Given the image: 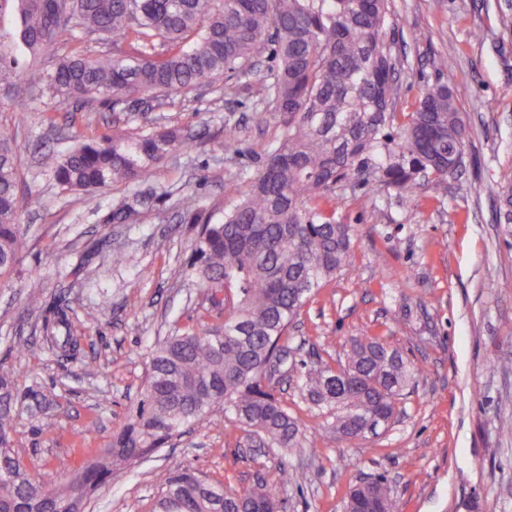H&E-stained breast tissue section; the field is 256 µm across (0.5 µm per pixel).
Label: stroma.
<instances>
[{
    "label": "stroma",
    "mask_w": 512,
    "mask_h": 512,
    "mask_svg": "<svg viewBox=\"0 0 512 512\" xmlns=\"http://www.w3.org/2000/svg\"><path fill=\"white\" fill-rule=\"evenodd\" d=\"M512 0H390L388 37L408 66L397 109L410 112L420 88L444 81L475 130L465 167L447 183L423 180L408 197L349 186L336 201L337 221L353 225L350 256L288 331V360L274 394L305 426L309 449L260 445L223 409L186 429L151 457L113 476L87 497L85 512H153L170 469L183 465L210 482L240 489L274 484L284 512H342L350 485L385 477L401 512H512V234L497 222L496 192L512 178V28L500 24ZM484 41L471 37L473 29ZM457 52L439 55L448 44ZM55 112L54 125L41 119ZM241 130L240 153L217 152L225 122ZM176 130L189 142L135 182H116L96 201L63 190L46 155L65 138L108 127L134 133ZM0 129L16 145L18 172L30 197L20 225L26 249L0 278V375L19 386L52 387L57 405L43 428L19 415L14 453L41 482L56 481L60 458L102 448L125 422L148 373L150 346L176 331L223 324L193 263L199 225L182 223L178 202L194 192L220 214L232 200L226 182L247 190L277 116L256 120L249 91L175 96L161 112L95 104L79 112L42 96L16 111L0 94ZM147 195L148 209L112 221L116 195ZM116 250L135 252L138 268L114 265ZM41 304L30 308L28 296ZM66 298L82 360L61 365L44 349L43 323ZM377 335L419 365L394 417L375 432L338 439L334 409L306 398V378L339 368L352 338ZM301 485L278 486L281 461Z\"/></svg>",
    "instance_id": "obj_1"
}]
</instances>
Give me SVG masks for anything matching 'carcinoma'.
Listing matches in <instances>:
<instances>
[{
    "mask_svg": "<svg viewBox=\"0 0 512 512\" xmlns=\"http://www.w3.org/2000/svg\"><path fill=\"white\" fill-rule=\"evenodd\" d=\"M20 18L0 29V89L23 106L42 91L61 104L150 100L172 94L247 87L256 115L275 112L282 131L270 144L244 198L216 217L196 196L179 199L183 220L201 225L198 278L231 311L224 326L166 337L150 352L148 376L121 430L105 448L59 462L62 481L41 483L12 454L14 404L41 422L55 399L38 385L21 392L0 376V512H74L112 481V471L143 459L184 429L202 425L220 400L224 410L270 448H305L302 423L265 385L262 371L285 361L281 341L291 323L340 271L354 229L336 221L337 191L377 183L410 193L420 175L445 184L448 157L466 155L473 128L444 83L426 86L414 110L396 112L397 62L388 40V0H0ZM133 41V54L91 57L76 51V33ZM165 45L163 54L156 45ZM272 63L270 73L256 65ZM41 64L39 86L21 69ZM185 145L154 128L126 136L77 134L50 163L68 191L92 194ZM498 223L512 228V180L497 191ZM16 148L0 132V277L22 254ZM141 199L112 200V221L137 213ZM45 349L65 363L81 361L69 307L55 306ZM418 368L381 336L356 341L347 363L307 382L316 405L336 408L341 439L388 422L396 398ZM255 490H226L188 468L171 470L154 512H240ZM345 512H398L383 479L354 486Z\"/></svg>",
    "mask_w": 512,
    "mask_h": 512,
    "instance_id": "1",
    "label": "carcinoma"
}]
</instances>
